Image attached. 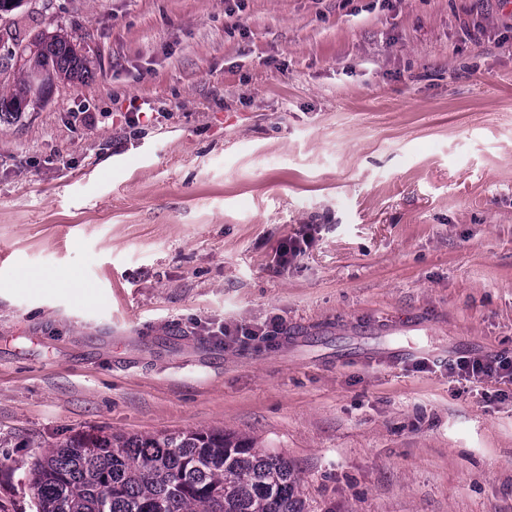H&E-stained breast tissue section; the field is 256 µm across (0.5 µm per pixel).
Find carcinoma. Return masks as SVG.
<instances>
[{
    "label": "carcinoma",
    "instance_id": "1",
    "mask_svg": "<svg viewBox=\"0 0 512 512\" xmlns=\"http://www.w3.org/2000/svg\"><path fill=\"white\" fill-rule=\"evenodd\" d=\"M18 57L25 79L0 94V117L84 77V58L64 32L31 41ZM29 488L37 512H303L288 461L222 429L78 433L49 445L29 469Z\"/></svg>",
    "mask_w": 512,
    "mask_h": 512
}]
</instances>
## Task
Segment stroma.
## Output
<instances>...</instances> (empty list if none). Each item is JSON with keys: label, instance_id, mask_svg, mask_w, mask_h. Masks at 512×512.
Returning a JSON list of instances; mask_svg holds the SVG:
<instances>
[{"label": "stroma", "instance_id": "35a3bbf8", "mask_svg": "<svg viewBox=\"0 0 512 512\" xmlns=\"http://www.w3.org/2000/svg\"><path fill=\"white\" fill-rule=\"evenodd\" d=\"M60 30L87 78L0 119V512L42 446L213 428L305 512H512V385L451 369L512 355V0H24L0 92Z\"/></svg>", "mask_w": 512, "mask_h": 512}]
</instances>
